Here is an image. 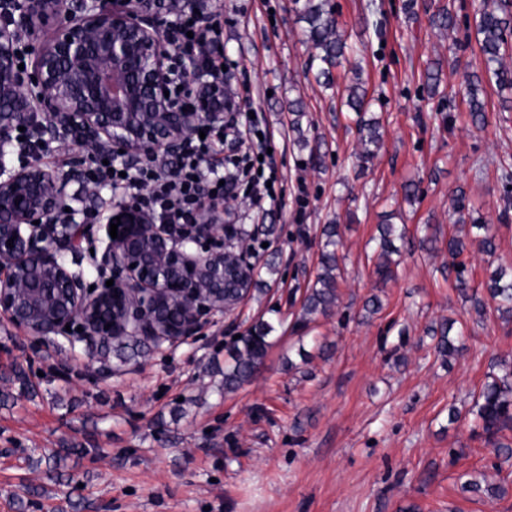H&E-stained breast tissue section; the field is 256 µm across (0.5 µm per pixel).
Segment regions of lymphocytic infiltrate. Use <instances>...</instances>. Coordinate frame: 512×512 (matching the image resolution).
<instances>
[{
    "mask_svg": "<svg viewBox=\"0 0 512 512\" xmlns=\"http://www.w3.org/2000/svg\"><path fill=\"white\" fill-rule=\"evenodd\" d=\"M160 7L172 20L168 34L175 47L172 65L177 68L200 54L202 22L183 11L180 0H162ZM261 130V119L241 114L235 135L248 142L249 150L229 162L224 159L223 130L210 126L203 135L190 138L178 156L159 153L134 169L105 149L86 170L83 182L90 191L110 188L113 199L138 205L162 224L201 223L205 203H219L234 190L243 192L258 216L283 199L263 175L266 144L259 138Z\"/></svg>",
    "mask_w": 512,
    "mask_h": 512,
    "instance_id": "f902f5d3",
    "label": "lymphocytic infiltrate"
}]
</instances>
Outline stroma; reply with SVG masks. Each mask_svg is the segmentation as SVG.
Here are the masks:
<instances>
[{"instance_id":"stroma-1","label":"stroma","mask_w":512,"mask_h":512,"mask_svg":"<svg viewBox=\"0 0 512 512\" xmlns=\"http://www.w3.org/2000/svg\"><path fill=\"white\" fill-rule=\"evenodd\" d=\"M480 2L328 0L357 52L325 87L293 0H202L232 62V91L250 98L269 129L285 204L265 214L276 231L258 240L276 271L186 343L123 364L61 337L22 338L0 315V512H512V461L497 456L469 412L501 360L512 361V321L477 314L441 271L448 237L460 230L461 188L497 246L491 256L470 246L472 285L498 268L512 272V202L501 182L512 168V108L487 87L479 128L462 100L468 76L484 67L467 35ZM441 8L456 15V30L432 24ZM433 64L441 81L432 95L424 82ZM356 80L383 134L364 169L344 104ZM293 100L304 105L302 121ZM411 182L419 191L408 201ZM387 218L406 225L416 246L394 256V276L381 282L374 239ZM332 223L341 300L306 329L301 303L321 228ZM428 224L437 240L425 250L417 243ZM374 295L382 308L362 319ZM262 318L276 330L261 371L224 392L226 345ZM448 319L463 348L446 359L426 330ZM16 363L37 397L7 381ZM464 474L506 493L461 491Z\"/></svg>"}]
</instances>
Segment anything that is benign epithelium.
<instances>
[{
    "mask_svg": "<svg viewBox=\"0 0 512 512\" xmlns=\"http://www.w3.org/2000/svg\"><path fill=\"white\" fill-rule=\"evenodd\" d=\"M24 41L31 62L21 70ZM171 57L153 0H0V314L24 336L88 343L131 329L159 347L195 335L207 315L232 312L224 280L243 279L250 261L243 253L224 271L213 237L223 225L178 232L122 204L98 226L57 224L76 162L108 148L134 166L178 155L203 122L229 132L239 108L224 86L204 84L184 106L172 94ZM21 136L27 156L16 166L7 148ZM45 150L66 157L50 168ZM96 228L107 238L97 261L106 277L92 289L62 256ZM167 307L184 312L179 323L163 321Z\"/></svg>",
    "mask_w": 512,
    "mask_h": 512,
    "instance_id": "1",
    "label": "benign epithelium"
}]
</instances>
